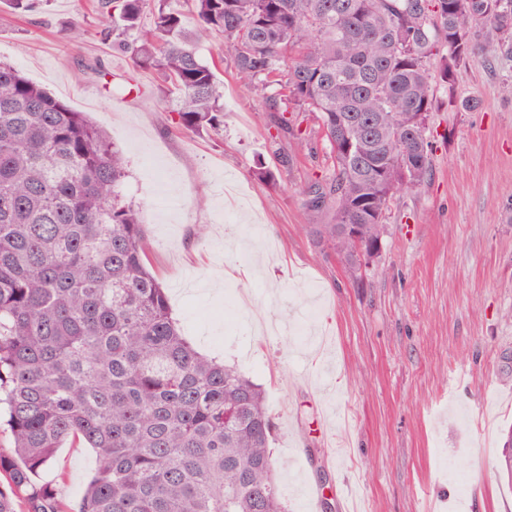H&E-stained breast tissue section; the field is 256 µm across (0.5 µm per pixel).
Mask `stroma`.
<instances>
[{
	"instance_id": "1",
	"label": "stroma",
	"mask_w": 512,
	"mask_h": 512,
	"mask_svg": "<svg viewBox=\"0 0 512 512\" xmlns=\"http://www.w3.org/2000/svg\"><path fill=\"white\" fill-rule=\"evenodd\" d=\"M90 12L50 0L0 17V60L123 151L124 198L184 335L266 393L288 512H512L495 473L512 427V61L458 69L454 100L436 85L431 176L392 198L381 251L354 279L310 233L333 221L307 206L328 167L317 123L300 144L278 134L213 38L199 50L221 61L224 125L176 128L174 98L83 24ZM96 464L70 438L41 478L76 512Z\"/></svg>"
}]
</instances>
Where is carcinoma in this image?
I'll return each mask as SVG.
<instances>
[{"label": "carcinoma", "mask_w": 512, "mask_h": 512, "mask_svg": "<svg viewBox=\"0 0 512 512\" xmlns=\"http://www.w3.org/2000/svg\"><path fill=\"white\" fill-rule=\"evenodd\" d=\"M48 2L3 0L17 15ZM95 24L177 93L179 128L224 125L210 37L267 91L277 130L296 138L285 114L312 115L330 165L307 205L335 220L312 232L342 257L336 225L377 238L396 192L427 181L434 79L452 98L458 67L512 59V0H98ZM125 177L100 129L0 62V512H64L39 476L68 438L97 455L78 512H288L265 394L182 335ZM497 469L512 488V428Z\"/></svg>", "instance_id": "obj_1"}]
</instances>
